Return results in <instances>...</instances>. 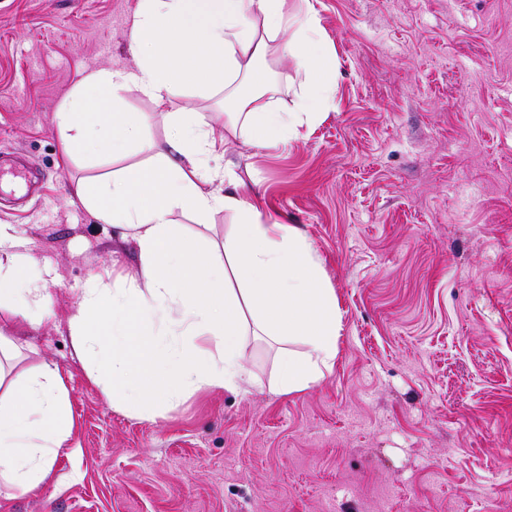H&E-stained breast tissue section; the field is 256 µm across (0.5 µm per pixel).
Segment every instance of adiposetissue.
Returning a JSON list of instances; mask_svg holds the SVG:
<instances>
[{"label": "adipose tissue", "instance_id": "obj_1", "mask_svg": "<svg viewBox=\"0 0 512 512\" xmlns=\"http://www.w3.org/2000/svg\"><path fill=\"white\" fill-rule=\"evenodd\" d=\"M321 30L310 0H142L130 32L136 68L88 73L57 112L67 158L132 149L148 157L77 191L139 257L136 278L108 294L84 288L68 320L77 355L97 352L96 374L114 407L148 405L161 393L255 386L241 345L250 328L278 344L282 392L303 391L332 369L341 316L304 232L268 222L239 193L236 170L214 167L227 144L208 135L199 115L168 113L172 131L159 142L146 135L147 115L122 109L131 89L162 104L182 86L217 88L226 130L245 125L248 144L259 149L287 144L318 122L336 84ZM283 34L304 73L286 112L272 107L257 68ZM220 209L239 218L220 247L188 243L174 220L202 223ZM43 291L25 267L0 264V357L17 349L15 322L42 304ZM74 427L58 367L42 364L26 381H6L0 371V493L29 495L49 482Z\"/></svg>", "mask_w": 512, "mask_h": 512}]
</instances>
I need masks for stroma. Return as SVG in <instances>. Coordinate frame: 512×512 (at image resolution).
Returning a JSON list of instances; mask_svg holds the SVG:
<instances>
[{"instance_id": "35a3bbf8", "label": "stroma", "mask_w": 512, "mask_h": 512, "mask_svg": "<svg viewBox=\"0 0 512 512\" xmlns=\"http://www.w3.org/2000/svg\"><path fill=\"white\" fill-rule=\"evenodd\" d=\"M338 80L287 147L224 134V94L138 91L123 109L203 117L263 214L300 227L341 312L336 362L276 387L277 349L243 339L261 385L112 407L67 322L81 291L138 271L80 183L145 161H66L55 114L93 69H130L140 0H0V224L44 279L18 371L50 362L75 430L57 478L0 512H512V0H313ZM275 107L303 80L275 50Z\"/></svg>"}]
</instances>
